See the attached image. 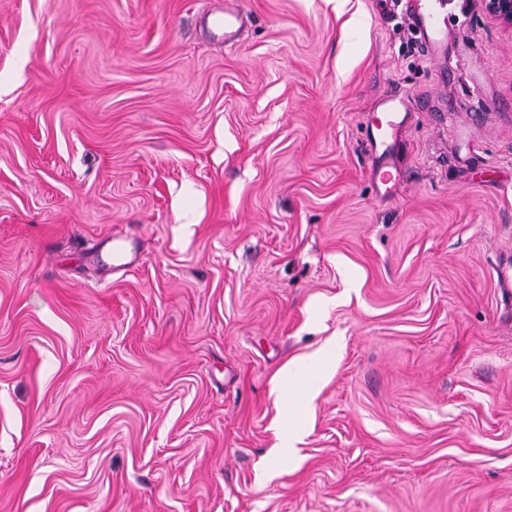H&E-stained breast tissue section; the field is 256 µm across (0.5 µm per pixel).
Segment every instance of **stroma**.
Returning a JSON list of instances; mask_svg holds the SVG:
<instances>
[{"instance_id": "35a3bbf8", "label": "stroma", "mask_w": 512, "mask_h": 512, "mask_svg": "<svg viewBox=\"0 0 512 512\" xmlns=\"http://www.w3.org/2000/svg\"><path fill=\"white\" fill-rule=\"evenodd\" d=\"M224 3L0 0V512H512V32ZM380 112L379 123L376 128V138L372 131L375 143L379 142L382 150L373 161L374 177L381 184L386 185L391 180V156L396 145L398 134L404 125L407 116V104L403 98L390 96L384 98L377 106ZM112 242V261L116 266H124L134 263L139 259V253L133 243H129L126 238L113 235Z\"/></svg>"}]
</instances>
